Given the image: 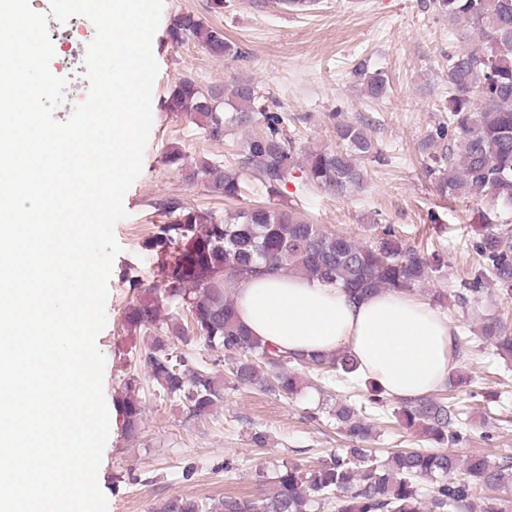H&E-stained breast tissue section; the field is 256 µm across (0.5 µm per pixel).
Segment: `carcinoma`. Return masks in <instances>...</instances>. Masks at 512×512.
Wrapping results in <instances>:
<instances>
[{"instance_id":"obj_1","label":"carcinoma","mask_w":512,"mask_h":512,"mask_svg":"<svg viewBox=\"0 0 512 512\" xmlns=\"http://www.w3.org/2000/svg\"><path fill=\"white\" fill-rule=\"evenodd\" d=\"M434 11L451 23L466 22L476 31L478 48H462L448 55V121L438 125L429 146L426 176L443 196L465 199L481 192L500 205H512V0H432ZM174 43L195 40L213 57L238 53L224 30L207 25L190 12L176 15L168 29ZM387 92L383 72L370 73L364 93L379 99ZM257 85L235 81L224 92L205 89L185 77L166 100L171 112H186L199 119L205 136L221 142L232 125L258 124L241 147L242 167L252 168L270 195L280 194L293 164L294 147L282 130L283 117L264 105ZM342 147L309 155L308 176L331 195L345 197L364 181L362 162L379 156L367 130L355 124L337 126ZM213 196H242L239 171L204 161L189 176ZM168 222L158 226L150 240L160 257V280L149 285L130 281L136 302L123 312V326L148 338L138 361L160 393L187 407L194 417L208 415L224 399V387L210 368L196 361L183 347L199 339L211 350L224 352L229 387L254 388L288 398L301 391L304 379L297 368L319 378L348 380L354 366L340 356L291 358L261 344L240 324L234 290L248 277L270 271L299 275L339 286L355 296L396 291L411 293L438 271L440 260L407 246L391 230L373 241L361 242L332 234L310 222L293 206L273 204L219 213L190 209L175 198L160 203ZM512 229L490 228L476 242L484 266L473 272L457 302H478L484 274L494 276L500 293L512 299ZM483 337L501 356L512 358V336L501 333L499 323L487 319ZM364 409L386 405L382 392L366 385ZM141 385L131 375L115 404L128 437L141 430ZM447 399L427 396L400 408L410 426H418L438 452L404 450L383 461L367 459L360 443L371 436L361 411L342 404L336 410L351 445L341 455L331 454L320 466L302 472L282 465L274 476L257 478L267 490L257 496L226 495L217 512H309L328 506L334 512H470L472 500H483L482 512H512V499L497 492L512 483V460L490 464L480 456L461 463L449 447L464 440L452 420ZM464 470L466 477L455 473ZM436 476L424 499L415 480ZM203 501L174 496L156 512H205Z\"/></svg>"}]
</instances>
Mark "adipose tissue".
<instances>
[{
	"label": "adipose tissue",
	"mask_w": 512,
	"mask_h": 512,
	"mask_svg": "<svg viewBox=\"0 0 512 512\" xmlns=\"http://www.w3.org/2000/svg\"><path fill=\"white\" fill-rule=\"evenodd\" d=\"M235 306L261 344L297 358L348 354L363 379L400 402L434 392L458 367L447 317L400 292L356 298L315 280L273 274L240 282Z\"/></svg>",
	"instance_id": "obj_1"
}]
</instances>
